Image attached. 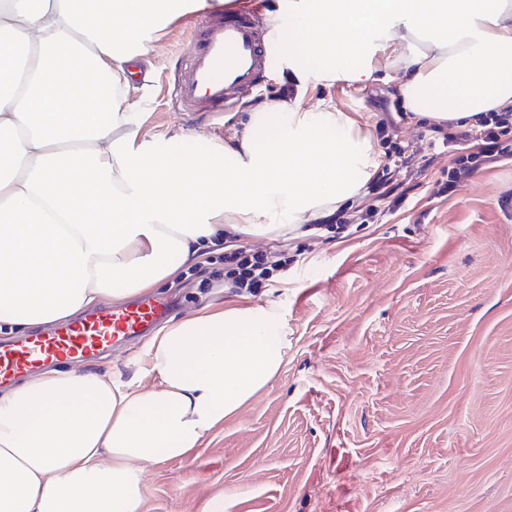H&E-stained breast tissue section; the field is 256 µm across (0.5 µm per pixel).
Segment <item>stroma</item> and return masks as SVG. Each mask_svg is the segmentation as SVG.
Masks as SVG:
<instances>
[{
  "label": "stroma",
  "instance_id": "obj_1",
  "mask_svg": "<svg viewBox=\"0 0 512 512\" xmlns=\"http://www.w3.org/2000/svg\"><path fill=\"white\" fill-rule=\"evenodd\" d=\"M197 18L166 26L127 84L145 140L212 150L286 92L307 107L329 100L370 134L398 110L404 196L388 208L367 190L339 207L362 223L245 239L284 251L287 280L238 293L189 265L151 289L173 322L212 301H278L290 347L272 385L192 457L146 464L140 512H512V159L438 195L448 150L407 111L388 48L365 83L300 78L277 62L223 118L178 112Z\"/></svg>",
  "mask_w": 512,
  "mask_h": 512
}]
</instances>
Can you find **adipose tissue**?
Segmentation results:
<instances>
[{"label": "adipose tissue", "instance_id": "ef3b65f1", "mask_svg": "<svg viewBox=\"0 0 512 512\" xmlns=\"http://www.w3.org/2000/svg\"><path fill=\"white\" fill-rule=\"evenodd\" d=\"M210 0H0V326L29 330L172 279L215 241L281 238L361 194L380 165L331 101L273 100L233 140L145 141L123 86L158 32ZM410 110H512V0H278L291 67L372 77L395 27ZM276 303H214L161 328L125 382L46 367L0 394V512H139L141 464L190 457L278 375ZM153 378L144 386V378Z\"/></svg>", "mask_w": 512, "mask_h": 512}]
</instances>
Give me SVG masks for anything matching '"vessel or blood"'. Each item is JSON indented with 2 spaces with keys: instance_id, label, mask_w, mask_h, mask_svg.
Returning a JSON list of instances; mask_svg holds the SVG:
<instances>
[{
  "instance_id": "b4317fda",
  "label": "vessel or blood",
  "mask_w": 512,
  "mask_h": 512,
  "mask_svg": "<svg viewBox=\"0 0 512 512\" xmlns=\"http://www.w3.org/2000/svg\"><path fill=\"white\" fill-rule=\"evenodd\" d=\"M272 64L262 21L232 10L203 15L197 46L175 84V105L182 112L221 115L231 94L258 88ZM165 313L161 305L134 302L57 325L45 336L0 344V387L49 363L77 366L95 359L112 345L146 334Z\"/></svg>"
}]
</instances>
